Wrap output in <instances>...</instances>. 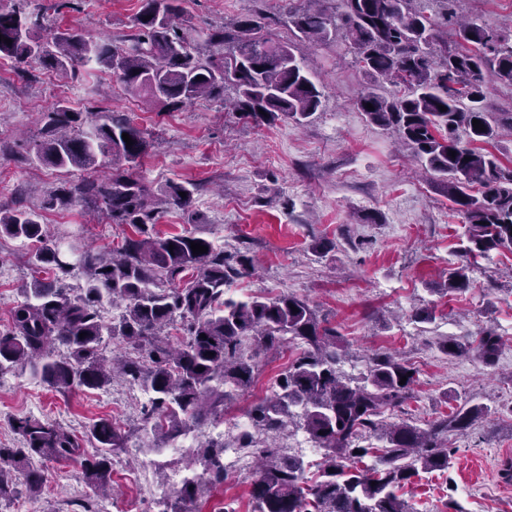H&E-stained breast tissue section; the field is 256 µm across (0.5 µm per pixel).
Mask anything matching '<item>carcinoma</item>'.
<instances>
[{
  "instance_id": "1",
  "label": "carcinoma",
  "mask_w": 512,
  "mask_h": 512,
  "mask_svg": "<svg viewBox=\"0 0 512 512\" xmlns=\"http://www.w3.org/2000/svg\"><path fill=\"white\" fill-rule=\"evenodd\" d=\"M342 2L343 12L334 17L322 8H288L296 40L284 43L261 34L262 25L249 17L238 20L231 35L219 28L200 41L188 33L192 25L182 0H140L135 32L115 44L82 29L46 25L44 6L17 0L12 9H0V59L73 75L92 64L112 72L134 97L175 107L222 97L231 85L242 116L268 124L283 117L301 126L324 97L322 86L304 70L302 46L343 37L370 78L357 109L367 122L396 133L460 206L466 244L459 249L461 263L448 272V291L462 292L477 259L492 251L512 252V165L487 149L502 130L512 134V112L485 106L489 82L512 87V32L470 20L441 38L426 13L427 0ZM384 82L405 93L383 95ZM474 119L483 129L473 127ZM82 125L81 113L62 103L46 115L37 160L82 175L48 192L41 208L89 206L111 224L132 227L133 234L106 254L78 245L74 232L47 231L35 210L0 208V236L37 243L29 257L34 276L21 289L23 300L11 308L10 327L0 331V374L29 367L62 393L101 388L120 376L152 394L143 421L162 440L174 441L190 426L224 414L226 400L252 387L261 353L294 343L301 352L280 377L279 391L250 409L251 428L235 438L236 447L257 451L260 460L252 482L253 512H409L397 489L421 470L447 471L448 435L469 429L491 408L466 402L427 429L384 422L385 411L412 397V367L395 356H377L362 384L353 386L336 371L341 348L336 330L325 326L307 301L290 294L246 301L224 297L230 275L249 272L247 258L232 263L205 238L154 233L161 198L187 209L196 185H171L161 195L129 172L147 147L130 119L109 117L88 131ZM124 133L133 145H126ZM106 158L110 171L90 174ZM193 241L207 252L193 253ZM49 271L54 279L39 277ZM74 272L86 277L78 295L62 283ZM105 298L125 304L119 322L103 321ZM170 326L182 331L180 341L164 336ZM81 332L86 336L79 337ZM106 336L121 338L132 353L111 361L103 357ZM249 338L251 353L244 348ZM499 346L496 332L485 329L473 340L448 337L440 349L450 360L474 356L490 364ZM295 408L310 439L325 449L313 484L307 483L303 460L275 444ZM11 427L22 445L0 446V501L16 499L21 485L41 486L44 473L33 465L36 457L79 461L95 501L112 487V457L124 450L125 436L111 420L93 423L81 438L58 422L32 416L13 419ZM367 435L382 446L360 445ZM85 441L93 452L84 448ZM198 455L203 482L183 484L163 512H187L198 495L224 484V443L202 442Z\"/></svg>"
}]
</instances>
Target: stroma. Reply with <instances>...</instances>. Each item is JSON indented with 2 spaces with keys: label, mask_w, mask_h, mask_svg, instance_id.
Here are the masks:
<instances>
[{
  "label": "stroma",
  "mask_w": 512,
  "mask_h": 512,
  "mask_svg": "<svg viewBox=\"0 0 512 512\" xmlns=\"http://www.w3.org/2000/svg\"><path fill=\"white\" fill-rule=\"evenodd\" d=\"M197 32H233L242 17H257L263 32L288 40L286 0H184ZM139 0H65L50 12L62 30L84 29L119 41L134 31ZM348 42L335 40L303 50L306 72L323 86L319 110L304 125L281 119L257 123L225 110L220 101L198 99L172 108L141 105L117 87L110 72L90 65L61 80L42 68L0 64V204L41 210L42 193L60 188L69 175L33 162V143L44 114L57 101L80 112L85 123L116 115L133 120L149 146L134 166L135 175L156 188L200 184L189 211L167 207L155 226L162 236L190 232L211 241L225 255L243 254L248 274L228 280V297L245 301L285 293L305 299L340 334L337 369L360 382L378 354L400 356L416 369L413 398L384 414L386 422L428 427L468 400L491 407L492 415L464 433L451 434L452 465L447 472L419 473L399 491L412 512H448L456 501L464 512H512V478L501 464L512 459V253L479 259L470 286L447 294L448 273L460 261L463 218L441 180L425 172L392 133L369 124L356 100L367 84ZM50 229L84 227L93 247L120 245L130 227L105 223L85 206L41 210ZM330 246L315 253L314 243ZM29 243L0 239V330L19 301L21 283L30 279ZM429 308L434 319L415 321ZM493 329L501 338L494 364L470 357L448 360L439 350L447 337L475 336ZM299 350L287 345L259 362L249 392L225 410L244 415L270 396ZM138 389L114 384L101 389L57 393L30 369L0 375V445L19 438L12 419H53L83 434L86 426L113 420L128 431L125 452L112 469V512H157L152 497L172 474L186 470L189 451L162 449L145 437ZM161 448L148 481H136L143 463L133 449ZM41 489L23 492L30 512H72L88 493L76 461L49 462ZM254 472L229 474L224 486L205 492L195 512H252Z\"/></svg>",
  "instance_id": "1"
}]
</instances>
